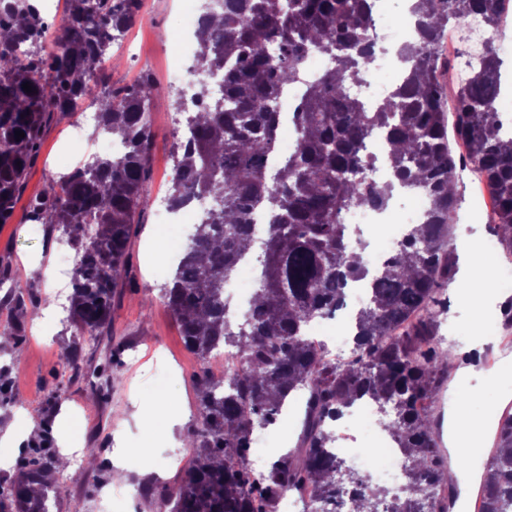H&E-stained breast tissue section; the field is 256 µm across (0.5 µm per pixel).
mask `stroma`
<instances>
[{
    "instance_id": "1",
    "label": "stroma",
    "mask_w": 512,
    "mask_h": 512,
    "mask_svg": "<svg viewBox=\"0 0 512 512\" xmlns=\"http://www.w3.org/2000/svg\"><path fill=\"white\" fill-rule=\"evenodd\" d=\"M179 0H141L137 23L124 39L111 48L107 75L114 85L132 83L140 72H150L155 90L150 103L153 137L151 165L146 184V201L132 236L129 265L132 282L120 290L112 312L110 335L100 340L76 338L70 323L61 322L55 305L59 295H70L68 281L57 279L56 244L59 229L25 220L29 201L44 194L53 180L65 173L62 154L80 165L97 156L101 138L96 125L82 122L80 113L57 116L47 129L39 154L31 166L25 191L14 216L0 224V270H7L9 287L23 293L25 311H17L4 299L0 288V380L8 384L7 405L13 411L0 417V433L34 427L66 462L80 460L81 472L71 481H61V494L52 512H168L165 487L176 486L196 459L193 431L200 420L198 377L202 370L212 375L224 371L220 361L202 362L183 341L177 320L166 306L162 289L171 278L176 259L192 231L180 227L178 240L159 235L154 200L166 197L171 179V153L176 129L171 124L175 90L168 84L169 41L182 23ZM81 143L66 148L72 133ZM461 193L455 233L486 243L494 223L493 204L485 183L470 171L458 174ZM456 274L439 285L438 296L448 309L440 317L438 336L442 348L456 349L460 366L482 369V362H469L471 354H496L498 360L512 358V322L502 313L511 300L499 295L488 309L483 323L473 324L468 308L459 300L463 286L460 269L468 263L461 251H454ZM41 273L32 276L31 265ZM8 287V288H9ZM48 309L41 324H32L30 312ZM22 322L20 335H11L15 322ZM80 346L82 375H75L63 354L72 344ZM105 368L112 373V389L101 394L88 384L86 374ZM482 389L476 378L449 375L433 411L439 421L443 444H451L448 414L455 401ZM304 404L285 409L279 426L287 437H267L257 471H266L275 459L297 446L304 416ZM93 448L98 458L119 457L125 480L116 484L106 469L84 460L83 451ZM140 490L135 506L120 500L119 492Z\"/></svg>"
}]
</instances>
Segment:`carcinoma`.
<instances>
[{
	"instance_id": "cac0c4a2",
	"label": "carcinoma",
	"mask_w": 512,
	"mask_h": 512,
	"mask_svg": "<svg viewBox=\"0 0 512 512\" xmlns=\"http://www.w3.org/2000/svg\"><path fill=\"white\" fill-rule=\"evenodd\" d=\"M55 30L58 51H21L40 42L44 21L31 0H0V224L11 218L27 169L55 113L86 100L97 129L116 136L123 152L77 166L32 201L28 220L61 229L76 251L72 323L80 336H101L112 319L120 284L128 278L135 215L146 181L151 75L114 88L105 80L112 60L109 31H125L140 0H65ZM418 44L402 84L378 107L349 93L373 62L372 0H205L196 34L195 108L188 137L174 147L168 203L178 208L209 196L218 207L195 225L163 299L185 345L205 362L220 347L239 363L223 395L215 379L199 380L198 463L168 492L169 512H274L282 492L314 494L321 512H335L348 493L354 512H445L441 449L431 403L445 378L432 308L440 281L451 278L450 240L456 206V159L443 111V62L438 45L447 28L478 13L498 29V0H418ZM327 55L332 66L305 83L294 124L299 146L274 173L266 168L278 126L281 92L300 82L306 56ZM220 77L211 94L205 76ZM502 61L488 42L454 98L455 128L469 163L486 183L494 231L512 249V130L496 112ZM28 83L32 91L26 92ZM25 137L16 139L15 132ZM382 133L389 150L385 189L373 181L375 158L365 140ZM428 196L426 220L410 226L394 254L367 268L350 242L342 215L364 203L383 206L395 187ZM266 211L265 250L257 262L260 288L240 328L225 322L224 282L253 238L252 212ZM372 281L356 316L355 353L347 362L326 357L306 336L315 319L344 305L354 281ZM307 392L298 446L265 472L246 459L248 435L276 420L295 392ZM366 397L392 415L388 434L406 458L397 490L370 487L326 453L334 441L327 422ZM61 458L41 457L9 488L0 512H46L49 492L60 494ZM482 512H512V418L500 423L482 479Z\"/></svg>"
}]
</instances>
